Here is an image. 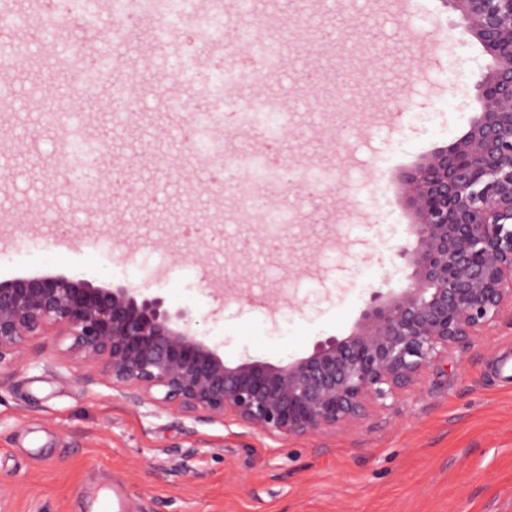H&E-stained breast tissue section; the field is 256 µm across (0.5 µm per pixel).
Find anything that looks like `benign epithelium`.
<instances>
[{
    "mask_svg": "<svg viewBox=\"0 0 512 512\" xmlns=\"http://www.w3.org/2000/svg\"><path fill=\"white\" fill-rule=\"evenodd\" d=\"M470 2L462 23L476 18L489 47L512 57V0ZM481 93L495 107L473 142L402 174L407 205L426 216L399 250L413 271L399 293L373 292L348 336L279 364H229L147 288L47 274L0 281V365L25 360L36 339L64 336L87 382L163 409L229 417L279 439L357 424L512 307V68Z\"/></svg>",
    "mask_w": 512,
    "mask_h": 512,
    "instance_id": "obj_1",
    "label": "benign epithelium"
}]
</instances>
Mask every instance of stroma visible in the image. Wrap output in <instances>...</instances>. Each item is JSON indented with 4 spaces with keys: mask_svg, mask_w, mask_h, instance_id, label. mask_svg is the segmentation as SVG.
Wrapping results in <instances>:
<instances>
[{
    "mask_svg": "<svg viewBox=\"0 0 512 512\" xmlns=\"http://www.w3.org/2000/svg\"><path fill=\"white\" fill-rule=\"evenodd\" d=\"M414 3L398 16L376 13L368 0H327L319 12H303L306 29L321 30L336 59L348 62L336 70L337 91L373 83L370 112L393 115L332 150L319 134L330 116L300 92L321 62L296 33L279 32L282 47L297 58L293 71L268 84L269 92L294 100L281 152L345 170L350 186L341 198L290 199L303 221L281 251L269 252L251 224L217 225L220 252L206 240L173 243L175 220L209 223L210 176L187 167L182 129L158 111V95L149 90L138 102L144 120L135 127L99 112L98 134L89 133L81 115L69 119L67 130L83 146L111 154L137 187L160 192L163 213L147 221L124 199L106 195L102 209L124 218L108 228L72 196L58 195L45 197V221L66 218L69 254L82 268L108 267L112 284L151 289L187 310L226 362L252 357L277 364L307 356L320 340L348 336L371 292L399 291L411 270L397 245L373 246L357 226L332 222L333 211L352 200L371 203L366 178L377 167L393 169L454 143L474 114L454 77L463 74L467 92L476 95L490 61L457 18L440 29L425 0ZM370 28L383 31L385 41H368ZM413 29L448 38L452 59L416 67L403 37ZM65 75L56 56L33 76H14V112L0 149V171L9 176L0 185L2 213L45 196L60 140L41 109V91L65 88ZM420 112L444 120L422 128ZM71 272L48 249L0 267V280ZM230 289L242 301L226 300ZM68 345L62 337L45 342L26 363L0 371V512H96V504L117 494L124 512H512V310L470 348L450 349L443 368L371 406L356 427L288 440L140 403L103 381L84 383Z\"/></svg>",
    "mask_w": 512,
    "mask_h": 512,
    "instance_id": "obj_1",
    "label": "stroma"
}]
</instances>
